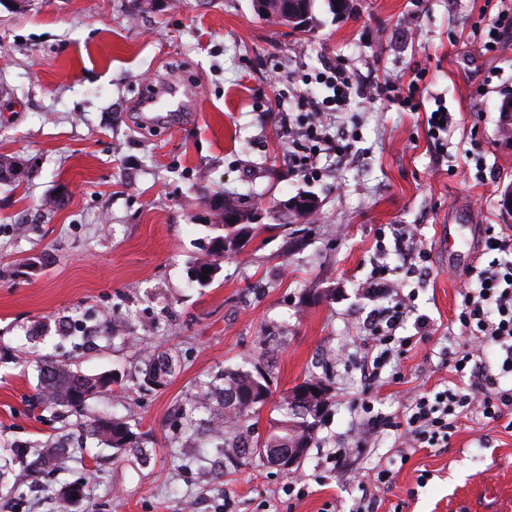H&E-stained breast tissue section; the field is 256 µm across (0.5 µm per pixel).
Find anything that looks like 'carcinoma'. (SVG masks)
I'll list each match as a JSON object with an SVG mask.
<instances>
[{"label": "carcinoma", "mask_w": 512, "mask_h": 512, "mask_svg": "<svg viewBox=\"0 0 512 512\" xmlns=\"http://www.w3.org/2000/svg\"><path fill=\"white\" fill-rule=\"evenodd\" d=\"M245 223L235 228L224 229V234L210 239L203 247L204 254L197 258L190 271V280L200 285L214 279L218 273L217 259L224 256V236L232 230H245L248 237L256 235L258 225L244 216ZM210 269L207 279L202 280L204 269ZM173 374L170 356L165 351L153 352L144 361L140 370V381L152 389H161L168 384ZM111 389V381L105 376H86L67 363L47 361L41 370L38 403L47 408L64 407L80 413L89 400L97 394ZM270 383L259 369L247 370L239 365L228 366L208 381L199 385L198 406L185 413L184 432L195 433L204 429L209 444L224 453L230 463L245 464L259 459L270 461V456L280 448H293L306 441L311 448L317 428L331 405V395H326L315 404H323L322 414L306 420L295 414L288 396L281 398L278 411L281 418L270 427L267 436L259 440L249 439L250 421L258 416L269 403ZM85 434L116 450H129L148 458L141 437L131 431L121 417H98L86 425Z\"/></svg>", "instance_id": "cac0c4a2"}]
</instances>
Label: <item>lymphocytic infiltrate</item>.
Here are the masks:
<instances>
[{
    "label": "lymphocytic infiltrate",
    "mask_w": 512,
    "mask_h": 512,
    "mask_svg": "<svg viewBox=\"0 0 512 512\" xmlns=\"http://www.w3.org/2000/svg\"><path fill=\"white\" fill-rule=\"evenodd\" d=\"M318 81L332 94L322 99L308 93L298 95L299 131L289 153L293 169L311 180L319 176L317 159L321 151H330L340 160L350 155V143L332 131L328 115L332 106L347 102L356 92L347 70L338 64L327 66L319 73ZM467 276L477 285L463 293L457 319L469 339L453 354L449 366L457 376H470L471 382L465 387L413 397L396 423L405 445L401 461H408L420 449L447 444L448 433L459 419L474 413L490 422L506 421L512 428V389L499 386L501 376L512 375V261L495 260L486 268L468 270ZM363 288L395 299L393 306L376 312L368 323L377 350L366 354L365 371L368 379L374 380L400 355L395 332L412 317L414 305L412 296L396 292L382 267H374ZM494 346L499 348L500 356L493 370L485 366L483 353Z\"/></svg>",
    "instance_id": "lymphocytic-infiltrate-1"
}]
</instances>
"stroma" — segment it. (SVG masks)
<instances>
[{"mask_svg": "<svg viewBox=\"0 0 512 512\" xmlns=\"http://www.w3.org/2000/svg\"><path fill=\"white\" fill-rule=\"evenodd\" d=\"M512 0H350L333 16L317 0L305 33L258 18L251 0H0V157L20 162L0 183V512H351L363 477L395 471L376 512H512V431L460 419L444 448L399 458L396 432L354 434L375 412L400 415L420 391L443 390L460 334L468 268H484L487 228L512 237V36L481 54L479 28ZM343 63L355 86L417 80L419 108L350 98L336 126L347 161L320 159L311 181L288 164L285 118L302 91L324 97L316 76ZM185 91L178 112L143 108L150 82ZM448 109L441 149L427 113ZM301 192L320 204L314 222H282L273 202ZM246 197L260 231L219 259L208 285L189 281L210 238L213 200ZM394 224L416 231L427 272L409 273ZM447 238H440L441 225ZM412 295L429 336L413 322L406 353L379 380L361 374L371 345L366 317L389 299L364 293L375 265ZM126 340L112 338L108 321ZM173 355L161 389L138 368ZM266 352L273 398L308 373L324 376L332 405L296 471L258 461L225 468L216 449L179 429L199 381ZM93 376L111 391L83 415L38 405L41 357ZM117 413L150 452L86 440L94 416ZM59 442L45 463V444ZM344 454L340 466L332 458Z\"/></svg>", "mask_w": 512, "mask_h": 512, "instance_id": "obj_1", "label": "stroma"}]
</instances>
